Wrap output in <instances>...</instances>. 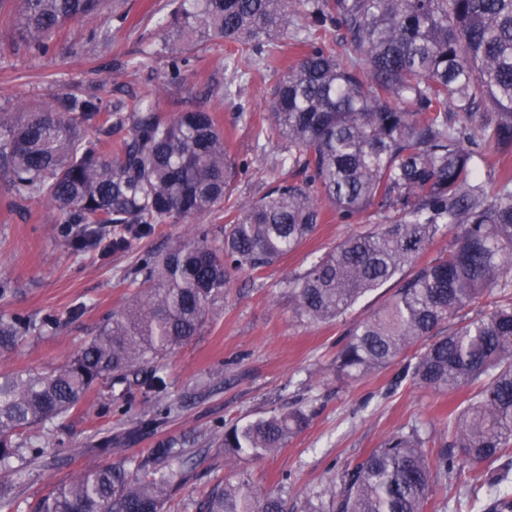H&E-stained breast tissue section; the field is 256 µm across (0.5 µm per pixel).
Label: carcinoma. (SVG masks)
Wrapping results in <instances>:
<instances>
[{
    "label": "carcinoma",
    "mask_w": 512,
    "mask_h": 512,
    "mask_svg": "<svg viewBox=\"0 0 512 512\" xmlns=\"http://www.w3.org/2000/svg\"><path fill=\"white\" fill-rule=\"evenodd\" d=\"M172 31L185 46H225L224 95L257 64L273 78L266 115L239 118L256 140L288 142L283 179L237 206L216 241L194 223L224 208L245 162L203 110L166 115L154 97L110 109L68 93L30 105L0 104V178L21 201L61 215L76 252L110 253L159 224L189 234L141 254L122 280L131 298L68 361L50 369L0 373V512H18L12 477L37 465L48 438L30 435L77 409L96 388L154 399L139 428L167 419L168 353L198 335L234 272L267 268L296 250L323 220L321 203L351 219L374 209L383 224L352 235L291 281L298 315L326 322L364 294L396 281L378 312L355 324L336 352L339 381L408 359L404 376L438 392L474 391L436 452L416 428L388 435L331 482L293 502L288 491L257 496L246 480L215 484L198 512H425L441 482H460L477 512H512L494 464L512 455V177L479 171V143L512 153V0H169ZM102 0H0L18 37L37 54L61 30L92 22ZM303 36L295 62L280 59L288 24ZM340 31L348 59L325 46ZM453 103L456 121L448 115ZM122 134L112 152L95 133ZM450 236L448 252L420 254ZM495 301L475 317L465 309ZM52 315L0 313V349L55 336ZM423 346L407 357L411 346ZM302 410L271 411L224 428L227 463L258 460L303 430ZM173 441L148 454L88 468L59 483L34 512H165L190 476Z\"/></svg>",
    "instance_id": "carcinoma-1"
}]
</instances>
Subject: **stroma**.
Listing matches in <instances>:
<instances>
[{
    "mask_svg": "<svg viewBox=\"0 0 512 512\" xmlns=\"http://www.w3.org/2000/svg\"><path fill=\"white\" fill-rule=\"evenodd\" d=\"M170 32L167 0H109L94 24L65 27L55 48L37 55L15 41L11 25L0 19V99H52L77 92L122 106L136 96H154L171 113L207 110L223 127L231 153L249 163L236 183L234 199L260 197L279 180L294 178V171L274 164L275 158L287 155L286 142L255 141L251 126L239 119L243 111L265 113L271 85L267 73L250 69L240 94L224 96V48L215 45L204 53L184 51L183 80L170 84L163 51ZM132 59L137 67H129ZM60 221L57 210L17 200L0 180V272L18 288L4 309L66 319L58 335L35 336L17 349L0 351V372L64 362L126 301L131 289L121 280L123 270L141 252L165 248L186 231L182 224H162L126 250L78 255L59 235ZM377 221L370 211L343 219L325 207L322 224L295 251L266 269L233 274L223 305L195 340L167 361L164 377L175 410L166 422L155 431H140L137 423L152 410V402L134 397L128 413L121 415L111 394L89 393L77 410L52 425L57 455L27 472L19 488V512H34L54 484L86 467L139 458L162 439L195 440L189 453L193 477L172 495L168 512H196L214 483L236 480L243 469L255 491L282 483L289 498L304 496L400 428L418 427L434 446L446 441L448 415L469 397V390L442 393L412 386L403 378L400 360L354 381L339 382L332 375L337 342L382 308L389 288L366 294L332 322L310 323L295 311L290 280L332 246ZM76 307L81 315L67 319ZM274 408L303 409L310 421L278 452L241 469L226 465L225 425ZM106 436L118 438L116 449L92 454V447Z\"/></svg>",
    "mask_w": 512,
    "mask_h": 512,
    "instance_id": "stroma-1",
    "label": "stroma"
}]
</instances>
